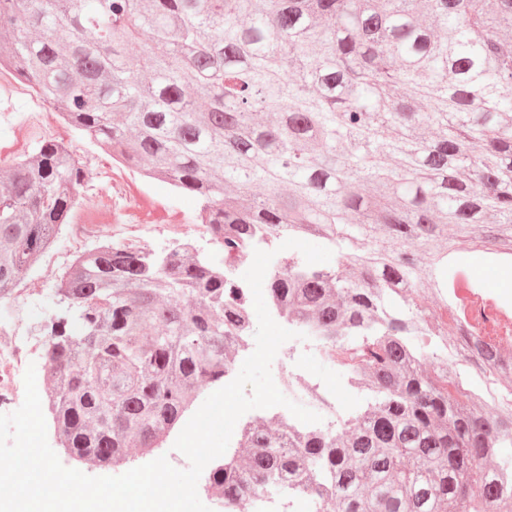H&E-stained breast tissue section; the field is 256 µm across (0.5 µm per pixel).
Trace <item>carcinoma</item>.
Segmentation results:
<instances>
[{"instance_id": "carcinoma-1", "label": "carcinoma", "mask_w": 512, "mask_h": 512, "mask_svg": "<svg viewBox=\"0 0 512 512\" xmlns=\"http://www.w3.org/2000/svg\"><path fill=\"white\" fill-rule=\"evenodd\" d=\"M511 36L512 0H0V67L113 160L198 199L224 258L309 232L336 253L334 268L292 253L268 295L323 339L364 411L334 431L251 423L246 464L209 474L224 512L269 490L333 512H512V385L473 391L456 369L490 382L512 322L487 317L476 282L448 292L470 225L485 253L512 255ZM8 170L0 300L72 223L84 182L51 140ZM422 281L455 325L425 315ZM54 297L55 430L99 466L161 447L250 330L243 288L187 245L105 243Z\"/></svg>"}]
</instances>
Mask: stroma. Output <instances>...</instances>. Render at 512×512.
I'll return each mask as SVG.
<instances>
[{
    "label": "stroma",
    "mask_w": 512,
    "mask_h": 512,
    "mask_svg": "<svg viewBox=\"0 0 512 512\" xmlns=\"http://www.w3.org/2000/svg\"><path fill=\"white\" fill-rule=\"evenodd\" d=\"M11 110L13 123L0 125V167L32 154L40 141L50 137L49 132L28 125V98H15ZM63 131L64 144L74 150L85 172L77 212L99 209L102 200L108 197L121 199L127 203L132 223L152 227L150 233L136 238V245L160 251L189 239L201 255L223 259V248L199 222L200 204L196 198L113 161L110 152L75 127L67 124ZM70 230V225L61 227L58 243L50 255L44 256L19 284V298L11 307L15 329L10 334L1 333L0 344H9L15 335L45 337L50 319L59 311L51 295L76 254ZM466 271L470 280L481 284L484 297L503 304L505 311L512 314V268L487 254L474 252Z\"/></svg>",
    "instance_id": "stroma-1"
}]
</instances>
